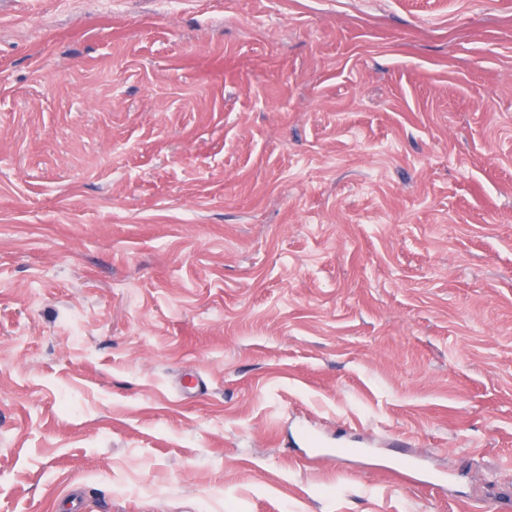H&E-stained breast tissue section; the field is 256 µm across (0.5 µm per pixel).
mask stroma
<instances>
[{
  "label": "stroma",
  "mask_w": 512,
  "mask_h": 512,
  "mask_svg": "<svg viewBox=\"0 0 512 512\" xmlns=\"http://www.w3.org/2000/svg\"><path fill=\"white\" fill-rule=\"evenodd\" d=\"M75 496L512 512V0H0V512Z\"/></svg>",
  "instance_id": "obj_1"
}]
</instances>
